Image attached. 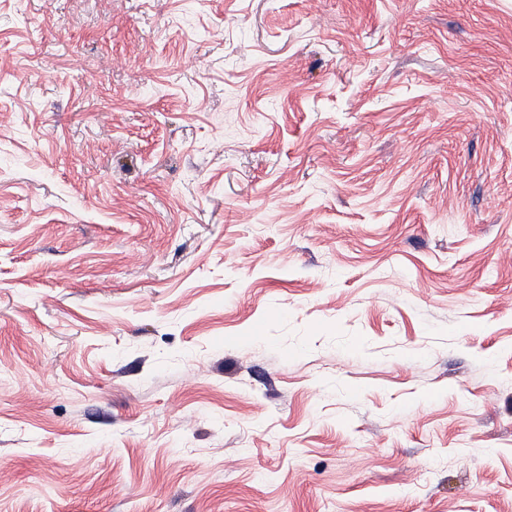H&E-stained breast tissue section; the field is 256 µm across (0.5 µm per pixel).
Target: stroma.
I'll return each mask as SVG.
<instances>
[{
  "instance_id": "stroma-1",
  "label": "stroma",
  "mask_w": 512,
  "mask_h": 512,
  "mask_svg": "<svg viewBox=\"0 0 512 512\" xmlns=\"http://www.w3.org/2000/svg\"><path fill=\"white\" fill-rule=\"evenodd\" d=\"M0 512H512V0H0Z\"/></svg>"
}]
</instances>
